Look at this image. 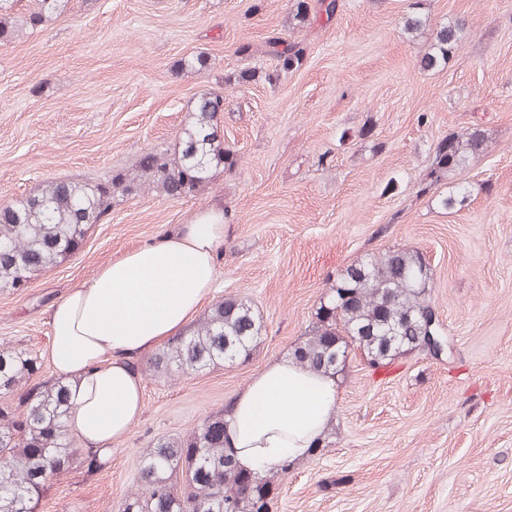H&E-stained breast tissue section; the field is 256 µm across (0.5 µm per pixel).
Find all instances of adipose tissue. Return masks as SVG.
I'll use <instances>...</instances> for the list:
<instances>
[{
    "mask_svg": "<svg viewBox=\"0 0 512 512\" xmlns=\"http://www.w3.org/2000/svg\"><path fill=\"white\" fill-rule=\"evenodd\" d=\"M224 213L211 208L173 233L112 261L52 308L46 356L66 381V433L90 452H109L143 410L129 356L188 330L214 288ZM334 378L289 356L269 361L233 400L225 433L237 464L263 476L282 459L304 460L335 415Z\"/></svg>",
    "mask_w": 512,
    "mask_h": 512,
    "instance_id": "1",
    "label": "adipose tissue"
}]
</instances>
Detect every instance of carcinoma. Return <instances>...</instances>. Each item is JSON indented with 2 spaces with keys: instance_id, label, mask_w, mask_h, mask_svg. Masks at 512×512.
<instances>
[{
  "instance_id": "obj_1",
  "label": "carcinoma",
  "mask_w": 512,
  "mask_h": 512,
  "mask_svg": "<svg viewBox=\"0 0 512 512\" xmlns=\"http://www.w3.org/2000/svg\"><path fill=\"white\" fill-rule=\"evenodd\" d=\"M64 0H36L22 25L35 30ZM11 0H0V42L12 39ZM338 0H294L292 19L298 24L324 16L330 22ZM466 21L440 27L420 66L431 69L461 48ZM277 67L288 71L301 62L305 47L280 37L270 40ZM202 74L209 68L203 54L181 62ZM223 96L201 94L191 119L172 151L153 153L137 163V175L122 170L98 181L48 180L39 192L11 206L0 219V291L22 292L42 272L62 264L82 245L88 231L106 221L116 194L159 192L169 198L190 195L212 183L237 156L224 147L220 134ZM450 149L437 148L428 186L486 149L478 130L448 138ZM460 187L439 200L445 210H460L468 202ZM433 272L422 255L409 249H390L369 256L340 273L329 285L313 319L292 350L305 369L334 376L346 362V351L366 356L376 369L399 355L426 344L423 323L432 308ZM262 317L236 296L216 300L185 332L168 340L150 358L153 375L201 371L226 359L246 361L264 336ZM41 368L26 348L0 345V512H35L50 479L76 462L73 439L62 431L68 413L67 388L62 379L29 384ZM17 404L10 397L21 386ZM221 408L209 412L200 426L184 436H162L141 456L140 488L130 493L123 512H272L275 484L255 475L242 481L235 450L228 444Z\"/></svg>"
}]
</instances>
